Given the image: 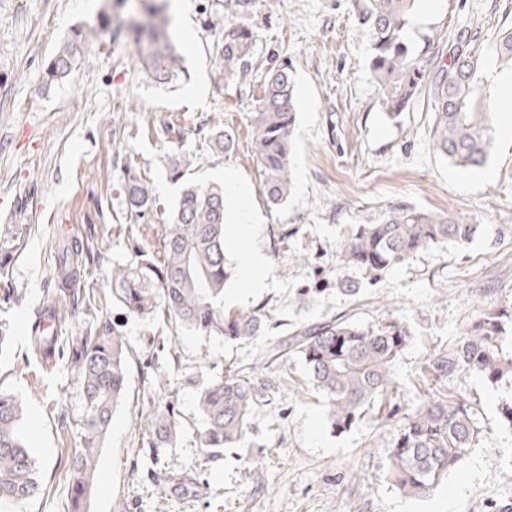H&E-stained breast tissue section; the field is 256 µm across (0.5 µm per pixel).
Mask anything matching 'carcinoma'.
Returning a JSON list of instances; mask_svg holds the SVG:
<instances>
[{
	"label": "carcinoma",
	"instance_id": "cac0c4a2",
	"mask_svg": "<svg viewBox=\"0 0 512 512\" xmlns=\"http://www.w3.org/2000/svg\"><path fill=\"white\" fill-rule=\"evenodd\" d=\"M129 26L138 46V61L156 84L171 83L183 73L182 57L168 30L167 0H139ZM416 0H352L359 19L371 31L368 70L378 86L379 107L398 118L426 90L434 104L430 138L433 150L452 165L478 169L485 165L496 141L492 109L493 73L498 63L512 70V26L478 48L465 34L448 46V65L428 77L419 54L407 39ZM94 28H80L50 60L49 80L70 74ZM225 76L245 79L256 55L253 34L228 25L221 38ZM298 100L286 67H272L263 94L251 113L253 155L260 172L263 195L276 208L292 187L291 137ZM130 216L143 219L154 209L149 185L135 175L125 183ZM224 190L217 186H186L169 223L162 225L158 246L149 250L136 237L129 239L131 264L112 269V302L129 312H162L179 329L199 336H222L230 341L255 340L268 321L266 305L224 310V287L232 270L224 239ZM476 231L463 215L434 213L414 207H390L377 224H361L346 241L336 263V278L349 268L376 280L387 269L439 243L461 244ZM27 227L16 225L14 236L0 242V279L7 276L8 253L22 247ZM99 259L93 244L75 240L58 253V306L50 310L55 325L51 336L41 331L44 314L31 326L34 355L61 360L78 374L83 392L79 419L81 447L69 461L71 512H84L98 470L100 449L109 432L112 414L125 394L128 344L114 325L94 319L96 301L75 288V267ZM81 314L84 325L62 335L68 318ZM512 309L491 308L450 353L438 355L426 367L438 380L458 369H471L497 383L512 377V353L503 343L505 322ZM411 336L397 321L362 325L339 317L316 326H301L286 341H270L261 360L248 371L230 370L200 383L197 411L204 453L217 457L241 442L249 420L267 386L262 372L270 359L299 356L310 381L324 400L327 423L334 432L351 428L374 404L395 392L393 368ZM23 407L0 389V508L6 512L29 502L43 491L35 460L25 439ZM152 436L140 448L142 455L160 463V452L171 448L182 431L178 403L172 399L153 410ZM480 438V430L464 400L436 390L404 417L387 449L388 473L394 487L413 498H428L462 466Z\"/></svg>",
	"mask_w": 512,
	"mask_h": 512
}]
</instances>
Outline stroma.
Segmentation results:
<instances>
[{
	"mask_svg": "<svg viewBox=\"0 0 512 512\" xmlns=\"http://www.w3.org/2000/svg\"><path fill=\"white\" fill-rule=\"evenodd\" d=\"M168 31L183 56L185 77L156 85L137 62V47L118 23L98 30L104 9L124 15L120 0H0V235L30 225L10 262L14 296L0 306L13 327L0 347V388L16 396L44 494L22 512H68L69 460L79 445L82 386L63 362L32 353L30 323L56 301V247L92 238L99 263L77 287L98 301L100 320L117 323L129 345L127 386L99 458L87 512H512V429L500 408L512 380L450 373L449 391L467 401L481 430L469 465L449 474L432 496H403L388 475L387 445L407 412L431 387L424 368L471 332L479 313L512 305V143L498 141L486 169L463 170L433 150L432 102L420 95L398 121L378 106L367 59L371 37L352 0H169ZM512 23V0H440L426 19L411 17L407 37L429 68L448 60V40L468 30L477 42ZM234 24L256 39L245 80L224 75L221 32ZM98 33L71 73L46 81L49 58L74 29ZM288 63L299 108L287 202L268 208L253 157L249 116L271 64ZM233 130L232 150L212 146L215 128ZM192 165L185 181L169 163ZM135 166L156 205L154 229L168 223L185 182L223 184L233 176L254 215L245 245L266 259V286L244 296L224 289L225 309L266 304L263 338L227 341L180 332L163 315L129 314L112 303V268L130 263L124 233L125 168ZM455 212L477 224L466 243H442L387 270L378 280L350 268L357 294L336 277L337 251L362 224L389 207ZM346 316L364 325L397 320L411 334L394 366L397 392L389 414L368 412L349 430L332 432L321 395L302 361L286 356L267 371L268 395L248 433L218 458L200 447L199 381L253 366L266 342L300 325ZM165 378L168 391L154 387ZM177 398L183 431L160 464L140 454L148 414Z\"/></svg>",
	"mask_w": 512,
	"mask_h": 512,
	"instance_id": "stroma-1",
	"label": "stroma"
}]
</instances>
